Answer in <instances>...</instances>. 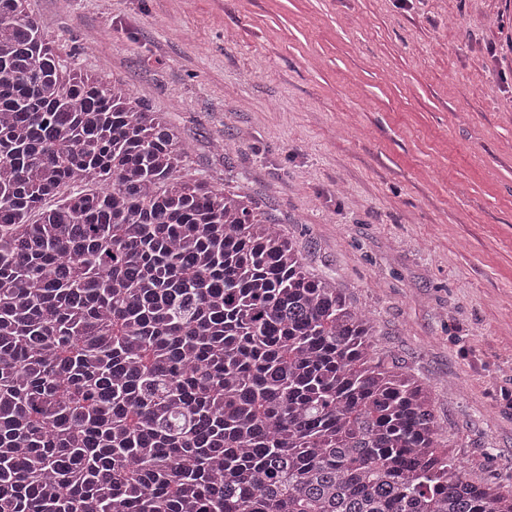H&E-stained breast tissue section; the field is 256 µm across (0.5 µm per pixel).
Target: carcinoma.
Wrapping results in <instances>:
<instances>
[{
  "label": "carcinoma",
  "mask_w": 512,
  "mask_h": 512,
  "mask_svg": "<svg viewBox=\"0 0 512 512\" xmlns=\"http://www.w3.org/2000/svg\"><path fill=\"white\" fill-rule=\"evenodd\" d=\"M190 151L0 0V512H512L369 313L182 179Z\"/></svg>",
  "instance_id": "obj_1"
}]
</instances>
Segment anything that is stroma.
<instances>
[{"label":"stroma","instance_id":"1","mask_svg":"<svg viewBox=\"0 0 512 512\" xmlns=\"http://www.w3.org/2000/svg\"><path fill=\"white\" fill-rule=\"evenodd\" d=\"M28 9L179 131L184 178L248 195L372 315L469 481L512 487V0Z\"/></svg>","mask_w":512,"mask_h":512}]
</instances>
